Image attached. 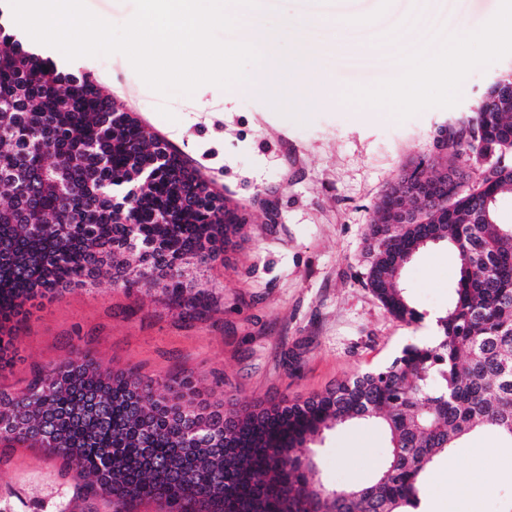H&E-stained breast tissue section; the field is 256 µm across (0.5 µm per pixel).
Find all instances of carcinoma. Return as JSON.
<instances>
[{"label":"carcinoma","mask_w":512,"mask_h":512,"mask_svg":"<svg viewBox=\"0 0 512 512\" xmlns=\"http://www.w3.org/2000/svg\"><path fill=\"white\" fill-rule=\"evenodd\" d=\"M112 96L67 73L0 24V368L35 301L102 278L123 288L162 286L187 311L189 266H214L244 234L194 171L167 147L121 122ZM512 96L483 105L448 132L442 163L462 171L454 197L417 216L404 174L368 229V285L397 319L423 315L402 285L424 248L445 241L460 268L455 295L430 345L304 400L238 414L196 400L191 376L112 369L91 352L42 368L24 389L0 390V442L41 448L106 496L114 512L136 500L167 512H419L427 477L458 441L491 430L512 448V226L484 216L485 169L462 164L508 150ZM155 175L129 194L127 174ZM512 193V167L495 174ZM377 419L389 454L363 487L328 490L303 454L325 430Z\"/></svg>","instance_id":"obj_1"}]
</instances>
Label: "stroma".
Segmentation results:
<instances>
[{"instance_id":"35a3bbf8","label":"stroma","mask_w":512,"mask_h":512,"mask_svg":"<svg viewBox=\"0 0 512 512\" xmlns=\"http://www.w3.org/2000/svg\"><path fill=\"white\" fill-rule=\"evenodd\" d=\"M500 0H441L439 31L478 30ZM265 25L309 20L308 36L329 48L326 64L341 85L371 86L398 76L379 57L374 31L410 14L416 0H262ZM89 76L163 140L213 192L238 206L246 236L208 272L184 278L208 306L186 316L160 288H122L103 280L45 304L18 332V358L0 389H19L33 365L91 351L112 368L151 376L193 375L225 407L242 410L303 399L353 374L388 364L403 347L433 341L424 323L393 317L367 284L366 234L380 197L403 170L435 159L437 133L474 112L492 77L512 74V56L470 72L461 100L405 120L365 106L311 104L308 122L277 113L241 86L207 84L193 96L149 89L119 53L67 62ZM459 277L447 242L422 249L403 284L416 309L444 313ZM485 431L455 448L429 483L437 512H512V466H487L480 451L502 447ZM379 424L354 420L311 444L317 478L329 490L369 483L388 455ZM467 473L476 487L462 502L447 478ZM82 482L41 449L0 443V512H110L85 497Z\"/></svg>"}]
</instances>
